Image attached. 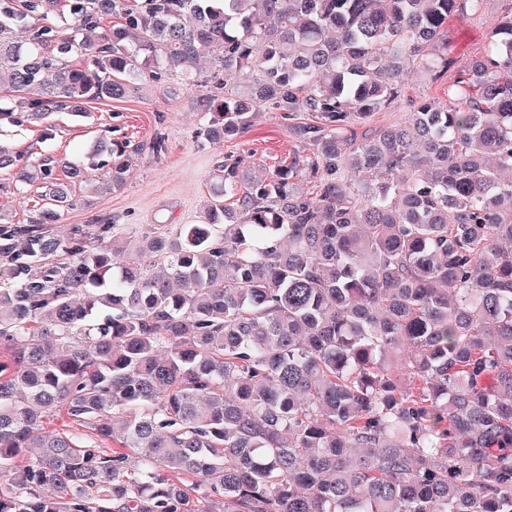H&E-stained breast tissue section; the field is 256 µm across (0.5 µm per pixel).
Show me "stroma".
<instances>
[{
    "label": "stroma",
    "mask_w": 512,
    "mask_h": 512,
    "mask_svg": "<svg viewBox=\"0 0 512 512\" xmlns=\"http://www.w3.org/2000/svg\"><path fill=\"white\" fill-rule=\"evenodd\" d=\"M499 10V0H484L481 14L450 21L448 50L457 65L482 50ZM214 67L213 57L203 56L187 72L147 82L125 99L90 103L81 117L55 112L38 125L0 121V148L20 154L31 164L50 155L84 159L102 135L128 144L129 174L124 186L96 192L91 183L76 185V204L64 211L53 233L67 234L72 225L89 224L100 216L111 218L123 227L125 257L134 261L138 258L134 247L146 229L170 231L181 224L199 223L215 169L225 159H242L249 177L262 178L291 157L296 146L292 122L280 112H261L249 132L236 140L212 143L198 138L205 122L199 105L201 84ZM403 83L404 101L358 125L357 134L407 121L410 101L442 99L447 94L446 83L429 82L415 70L407 73ZM156 141L162 142V151H153ZM41 192L40 185L19 184L13 169L0 170V218L28 223Z\"/></svg>",
    "instance_id": "obj_1"
}]
</instances>
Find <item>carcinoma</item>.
I'll return each instance as SVG.
<instances>
[{
  "label": "carcinoma",
  "mask_w": 512,
  "mask_h": 512,
  "mask_svg": "<svg viewBox=\"0 0 512 512\" xmlns=\"http://www.w3.org/2000/svg\"><path fill=\"white\" fill-rule=\"evenodd\" d=\"M501 2L448 99L358 136L404 69L455 70L448 20L483 0H0V87L26 93L0 108L12 124L80 116L204 50L203 139L266 108L315 117L267 177L219 165L200 223L142 233L138 265L117 224L49 229L89 171L126 182L127 144L38 165L0 148L45 188L30 223L0 222V512H512ZM63 408L88 433L45 430Z\"/></svg>",
  "instance_id": "obj_1"
}]
</instances>
